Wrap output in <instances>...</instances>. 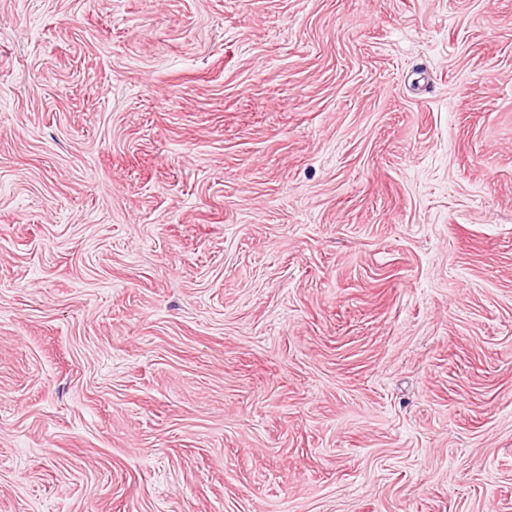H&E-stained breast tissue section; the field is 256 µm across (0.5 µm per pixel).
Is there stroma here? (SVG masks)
Returning a JSON list of instances; mask_svg holds the SVG:
<instances>
[{
	"mask_svg": "<svg viewBox=\"0 0 512 512\" xmlns=\"http://www.w3.org/2000/svg\"><path fill=\"white\" fill-rule=\"evenodd\" d=\"M0 512H512V0H0Z\"/></svg>",
	"mask_w": 512,
	"mask_h": 512,
	"instance_id": "1",
	"label": "stroma"
}]
</instances>
